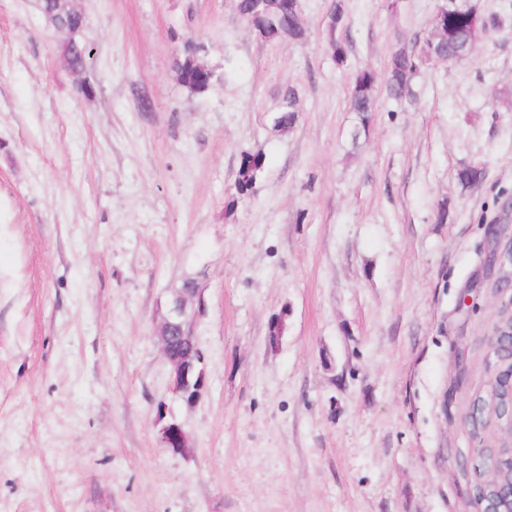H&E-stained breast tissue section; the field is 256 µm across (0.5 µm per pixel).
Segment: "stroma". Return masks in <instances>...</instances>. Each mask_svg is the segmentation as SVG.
<instances>
[{
  "instance_id": "1",
  "label": "stroma",
  "mask_w": 512,
  "mask_h": 512,
  "mask_svg": "<svg viewBox=\"0 0 512 512\" xmlns=\"http://www.w3.org/2000/svg\"><path fill=\"white\" fill-rule=\"evenodd\" d=\"M439 3L300 0L304 38L268 42L235 0H77L82 94L38 0H0V512H477L500 433L469 416L512 302L490 261L512 241V0H478L474 52L409 97L376 84L356 149L346 106ZM189 41L201 94L177 76ZM246 153L264 166L239 199ZM187 278L191 406L156 337ZM172 419L186 452L161 443ZM344 20L343 8L340 2H336L333 5V8L329 15L328 20V33L330 36L329 42L335 43L336 45V62L339 64H344L347 59V47L346 45L339 39H337L334 35L335 32L341 27ZM283 110L279 113L276 120V126L280 131L286 132L292 128L297 121V102L293 90L285 92L283 97Z\"/></svg>"
}]
</instances>
